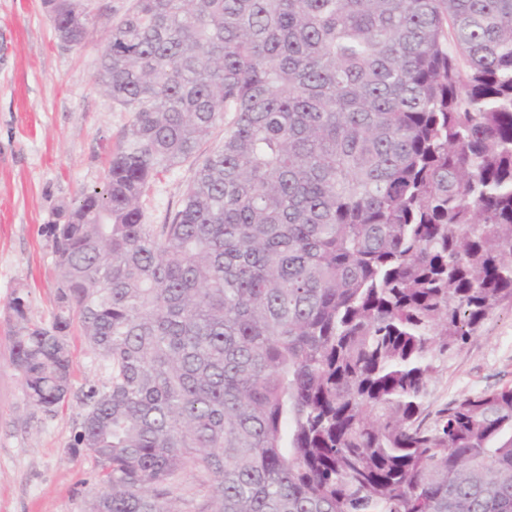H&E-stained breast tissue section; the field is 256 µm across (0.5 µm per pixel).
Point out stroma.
Wrapping results in <instances>:
<instances>
[{"instance_id":"stroma-1","label":"stroma","mask_w":512,"mask_h":512,"mask_svg":"<svg viewBox=\"0 0 512 512\" xmlns=\"http://www.w3.org/2000/svg\"><path fill=\"white\" fill-rule=\"evenodd\" d=\"M92 35L61 43L44 0H0V512H90L93 460L69 449L85 411L88 383L109 377L80 334L70 338L71 393L51 415L27 406L10 364L8 301L29 293L27 315L49 322L59 269L46 226L55 209L102 187L131 114L96 83L113 22L135 0H82ZM224 139L216 127L197 156L160 176L141 198L144 221L167 223L200 159ZM512 385V303L502 302L477 335L449 357L429 386L428 414L463 395Z\"/></svg>"}]
</instances>
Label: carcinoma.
Wrapping results in <instances>:
<instances>
[{
	"label": "carcinoma",
	"mask_w": 512,
	"mask_h": 512,
	"mask_svg": "<svg viewBox=\"0 0 512 512\" xmlns=\"http://www.w3.org/2000/svg\"><path fill=\"white\" fill-rule=\"evenodd\" d=\"M45 4L90 38L81 0ZM97 84L131 120L47 226L57 311L8 303L26 405L66 401L75 329L109 369L70 448L91 512H512V386L425 422L512 301V0H136ZM224 140V125H219L212 136L200 145L194 159L160 176L141 198L145 224H165L180 207L195 170L203 159Z\"/></svg>",
	"instance_id": "carcinoma-1"
}]
</instances>
